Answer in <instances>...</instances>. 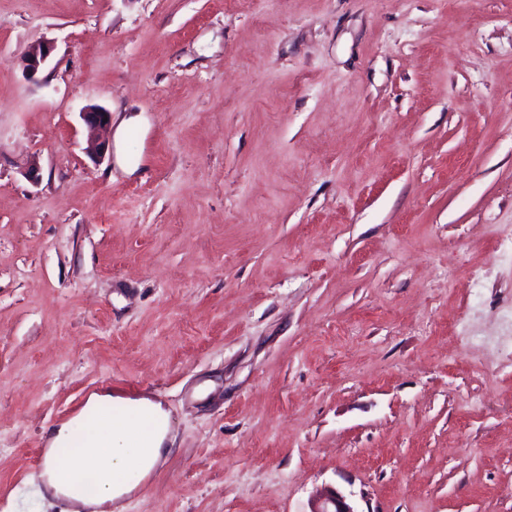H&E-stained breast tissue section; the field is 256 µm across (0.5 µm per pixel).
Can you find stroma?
<instances>
[{"label": "stroma", "mask_w": 512, "mask_h": 512, "mask_svg": "<svg viewBox=\"0 0 512 512\" xmlns=\"http://www.w3.org/2000/svg\"><path fill=\"white\" fill-rule=\"evenodd\" d=\"M94 392L122 512H512V0H0V512ZM46 49V52H43ZM55 45L51 41H45L30 46L20 58L23 73L28 79L36 80L37 76L50 63ZM80 116L89 132L92 155L95 159H104L109 150V145L106 144L105 140H98L95 135L100 129L109 126L111 121L110 112L101 106L93 105L84 108L83 111L80 112ZM120 404L128 406L130 412L112 416L113 407ZM96 408L105 413L103 423L96 426L92 422L77 436L75 424ZM141 422L148 428L141 431ZM169 433L170 417L160 403L148 397L127 401L113 399L108 393H93L78 417L55 429L46 460L47 487L55 494L61 491L62 483L74 489L91 468L97 484V502L119 500L136 486L131 482L134 473L141 478L155 469L163 457ZM56 448L75 451L70 458L60 459L53 457ZM309 512H355V510L338 491L325 490L314 498Z\"/></svg>", "instance_id": "35a3bbf8"}]
</instances>
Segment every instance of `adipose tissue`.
Instances as JSON below:
<instances>
[{
  "instance_id": "ef3b65f1",
  "label": "adipose tissue",
  "mask_w": 512,
  "mask_h": 512,
  "mask_svg": "<svg viewBox=\"0 0 512 512\" xmlns=\"http://www.w3.org/2000/svg\"><path fill=\"white\" fill-rule=\"evenodd\" d=\"M117 401L106 393L88 398V409L105 413L100 425H86L76 431L73 422L56 429L51 448H68L70 458L48 457L46 484L60 492L62 484H80L93 474L99 501H115L128 494L133 476H146L161 460L170 433V417L160 403L142 397L129 401V413L113 415Z\"/></svg>"
}]
</instances>
